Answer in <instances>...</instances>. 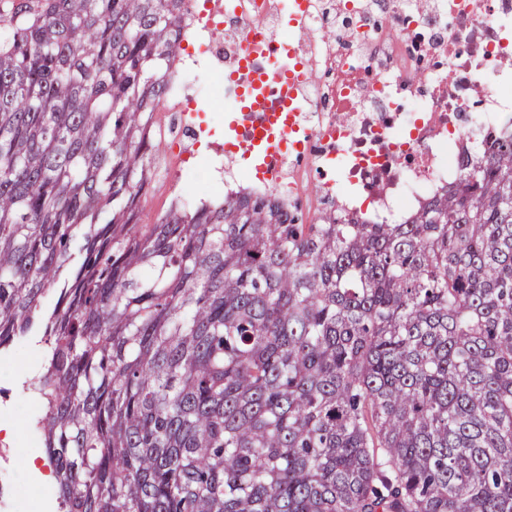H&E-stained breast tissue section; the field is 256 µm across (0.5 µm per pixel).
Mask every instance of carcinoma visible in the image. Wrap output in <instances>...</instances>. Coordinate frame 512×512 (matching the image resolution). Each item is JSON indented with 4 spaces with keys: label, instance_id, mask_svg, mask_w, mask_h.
I'll list each match as a JSON object with an SVG mask.
<instances>
[{
    "label": "carcinoma",
    "instance_id": "1",
    "mask_svg": "<svg viewBox=\"0 0 512 512\" xmlns=\"http://www.w3.org/2000/svg\"><path fill=\"white\" fill-rule=\"evenodd\" d=\"M181 2L0 7V352L44 338L60 512H512V128L399 224H142Z\"/></svg>",
    "mask_w": 512,
    "mask_h": 512
}]
</instances>
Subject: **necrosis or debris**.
<instances>
[{"label": "necrosis or debris", "instance_id": "obj_1", "mask_svg": "<svg viewBox=\"0 0 512 512\" xmlns=\"http://www.w3.org/2000/svg\"><path fill=\"white\" fill-rule=\"evenodd\" d=\"M312 3L300 31L283 23L294 0H247L241 14L182 0L198 51L177 54L182 78L157 115L166 152L153 162L154 180L173 186L199 142V69L234 112L235 137L262 130V113L238 111L237 87L224 79L253 39L292 46L305 62L307 109L291 132L298 147L266 170L264 187L311 222L358 213L363 195L375 204L372 223L402 222L512 120V0Z\"/></svg>", "mask_w": 512, "mask_h": 512}]
</instances>
